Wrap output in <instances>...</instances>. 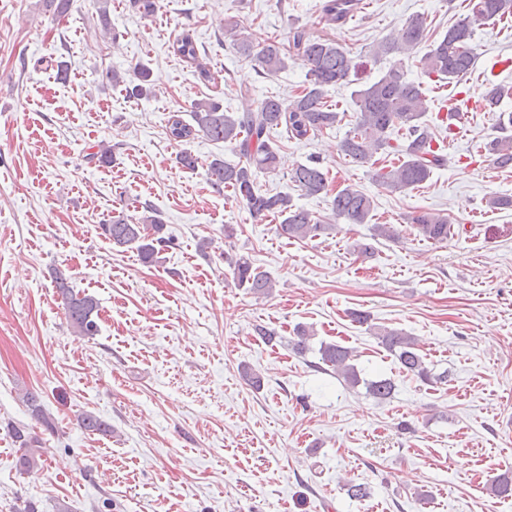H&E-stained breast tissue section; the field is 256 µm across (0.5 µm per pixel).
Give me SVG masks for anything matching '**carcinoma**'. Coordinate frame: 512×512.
I'll return each instance as SVG.
<instances>
[{"label":"carcinoma","instance_id":"cac0c4a2","mask_svg":"<svg viewBox=\"0 0 512 512\" xmlns=\"http://www.w3.org/2000/svg\"><path fill=\"white\" fill-rule=\"evenodd\" d=\"M471 13L448 27L438 39H431L428 17L416 14L408 17L400 28L373 45L370 50L374 62L392 58L387 70L373 83L352 93L355 120L352 130L340 143V151L359 165L376 164L379 152L394 153L402 157L399 164L382 168L376 177L390 190L404 192L426 183L433 171L448 162V154L436 141L426 114L422 82L407 76L406 61L418 58L420 75L442 83L459 81L476 64L477 53L472 44L474 26L512 17V0H469ZM356 0H324L322 14L333 24L346 20L357 9ZM224 36L232 48L247 60L261 76H272L288 68V62H301L307 68L304 89L284 101L268 96L254 103L250 91L241 92L242 110L229 112L212 98L201 99L191 106L192 122L187 123L172 115L166 126V135L176 144L199 135L210 141L224 142L232 147L238 161L228 163L213 159L208 175L216 186L232 190L234 197L256 221L268 217L281 219L279 228L290 238H315L330 229V219L346 224H368L372 218L373 201L361 190L347 185L336 191L332 200V218H318L310 211L293 203L286 193L270 194L257 185L262 174H271L279 167V151L270 141L272 131H280L289 141H302L316 137L336 127L343 116L329 108V88L349 84L358 64L350 52L340 44L316 37L301 28L289 32L288 44L272 40L256 48L250 41L247 27L237 21L223 23ZM173 50L182 60L196 64L199 79L211 81L210 70L199 63L200 48L194 35L182 33L174 42ZM106 80L115 87H124L129 99H142L152 94L150 69L138 65L132 73L116 70L106 72ZM503 134L488 145L492 162L504 168L512 165V113L501 125ZM289 178L307 196H318L328 191L327 173L317 164L299 163L292 168ZM420 236L433 243L448 241L451 224L448 216L440 212L420 211L411 218ZM103 235L118 248L133 249L145 264L159 262L158 245L165 242V224L149 206L144 214L133 220L123 213L113 215L100 225ZM230 272L237 287L254 295H267L275 287L272 277L253 266L245 256H226ZM53 279L63 300L71 326L84 336L98 332L95 315L98 302L95 297L79 295L70 288V276L56 268ZM383 346L404 372L423 382L442 380L425 365L416 351L413 337L404 332L380 328L375 332ZM313 334L299 326L290 341L293 350L304 354L309 350ZM319 360L331 368L350 387L365 385L370 396L384 400L392 396L394 383L386 378L362 381L352 364L353 351L336 343H321ZM83 428L90 432L110 433L112 428L98 416L86 413L81 417ZM13 438L21 454L20 467L30 468L42 457L40 441L19 427H11ZM497 497L512 496V475L499 476L491 485Z\"/></svg>","mask_w":512,"mask_h":512}]
</instances>
